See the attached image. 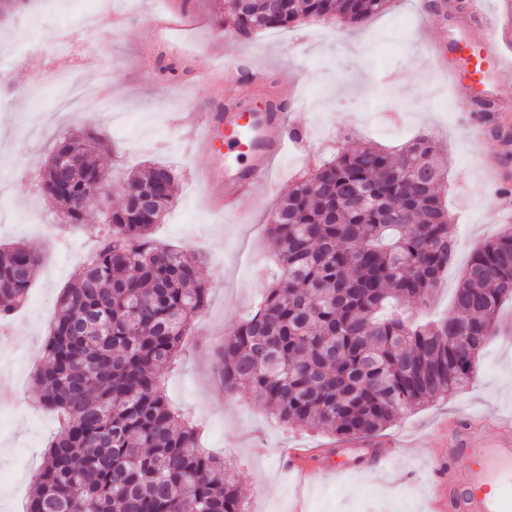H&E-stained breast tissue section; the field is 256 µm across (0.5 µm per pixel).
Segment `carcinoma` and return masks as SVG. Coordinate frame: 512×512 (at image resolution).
I'll return each instance as SVG.
<instances>
[{"label":"carcinoma","mask_w":512,"mask_h":512,"mask_svg":"<svg viewBox=\"0 0 512 512\" xmlns=\"http://www.w3.org/2000/svg\"><path fill=\"white\" fill-rule=\"evenodd\" d=\"M390 0H224L221 27L241 36L302 18L359 25ZM90 133L63 138L38 180L57 221L99 239L64 289L33 378L60 415L25 512H247L226 460L198 450L199 426L172 408L160 370L175 363L207 304L199 261L152 237L179 176L150 162L129 174L121 204L91 224V183L110 174ZM446 174L423 136L397 154L340 149L306 173L272 212L280 277L215 351L224 391L259 394L276 420L346 439L471 383L512 297V228L477 247L448 317L420 322L454 255L440 200ZM40 256L0 245V319L25 301Z\"/></svg>","instance_id":"1"}]
</instances>
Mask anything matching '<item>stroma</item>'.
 Segmentation results:
<instances>
[{
	"label": "stroma",
	"mask_w": 512,
	"mask_h": 512,
	"mask_svg": "<svg viewBox=\"0 0 512 512\" xmlns=\"http://www.w3.org/2000/svg\"><path fill=\"white\" fill-rule=\"evenodd\" d=\"M417 0H392L391 9L362 26L310 21L285 30L240 37L217 27L223 0H112L124 20L113 27L97 0H0V177L11 189L0 196V244L22 242L42 258L28 296L8 324L14 342L0 349V388L12 389L13 406L0 410V512H23L45 447L58 418L30 400L32 376L58 315L62 290L79 277L94 248L83 230L52 225L56 213L34 192L60 137L87 131L112 147L101 161L112 169L115 189L127 172L148 161L173 166L180 175L172 207L153 229L162 245L200 257L208 304L184 340V353L162 372L169 403L200 420L202 446L233 457V479L251 512H427L428 477L448 418L512 413V335L492 339L472 383L400 415L378 440L396 453L375 476L347 470L302 485L284 470L290 448H325L337 437L281 426L260 400L225 395L213 350L229 329L255 310L273 271L275 244L266 232L269 216L301 173L331 158L341 147L376 143L395 152L417 136L435 133L448 149V180L440 189L457 237L455 259L421 318L447 313L472 250L512 227V193L498 195L488 170L512 176V143L503 119L512 111H460L444 75L454 67L446 48L461 34L480 37L466 14L423 24ZM97 38L83 44L85 25ZM68 30L72 47L55 36ZM408 63L403 85L375 94L385 75ZM75 65L87 87L77 111L57 109L49 71ZM111 69V94L98 79ZM240 72L225 83V69ZM287 73L282 97L303 105L290 120L299 133L274 169L270 185L258 186L240 214L219 216L205 203L199 161L188 141L206 114L225 100L244 98L256 109L270 97L252 84L257 70Z\"/></svg>",
	"instance_id": "1"
}]
</instances>
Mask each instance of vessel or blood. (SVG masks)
<instances>
[{
  "instance_id": "obj_1",
  "label": "vessel or blood",
  "mask_w": 512,
  "mask_h": 512,
  "mask_svg": "<svg viewBox=\"0 0 512 512\" xmlns=\"http://www.w3.org/2000/svg\"><path fill=\"white\" fill-rule=\"evenodd\" d=\"M468 11L482 21L485 33L458 40L465 71L449 74V81L457 89L464 80L481 84L490 76L504 84L512 82V65L504 62L497 48L496 25L484 17L476 0H470ZM284 109V103L276 100L259 110L234 101L198 128L195 144L206 160L202 179L220 189L210 200L213 209L236 210L239 198L267 178L272 160L287 152L295 135ZM222 147L227 156H219ZM438 458L429 512H512V416L498 420L489 430L469 417L449 422ZM288 469L306 482L331 469L343 472L346 466L328 467L317 453L295 448L289 454Z\"/></svg>"
}]
</instances>
